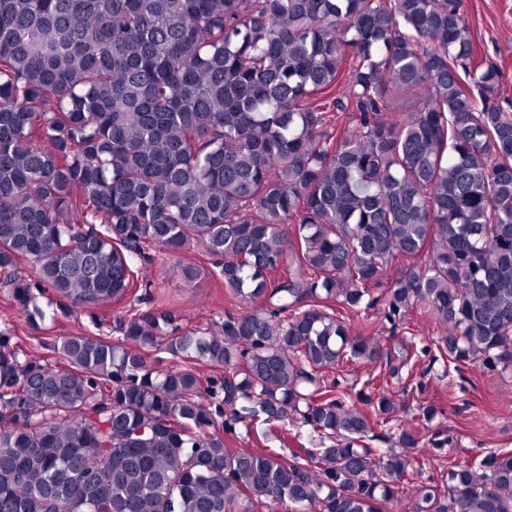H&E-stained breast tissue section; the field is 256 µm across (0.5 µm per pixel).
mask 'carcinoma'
Returning a JSON list of instances; mask_svg holds the SVG:
<instances>
[{
  "mask_svg": "<svg viewBox=\"0 0 512 512\" xmlns=\"http://www.w3.org/2000/svg\"><path fill=\"white\" fill-rule=\"evenodd\" d=\"M500 79L474 60L467 0H0L13 300L105 305L146 251L196 245L232 297L261 302L218 333L148 309L114 341L64 338V367L1 329L0 512H512V451L425 482L406 449L444 454V432L425 434L438 408L394 439L386 390L354 402L325 381L388 352L321 309L380 301L394 324L421 303L451 360L512 362ZM150 351L224 377L158 371ZM239 424L306 427L312 447H225Z\"/></svg>",
  "mask_w": 512,
  "mask_h": 512,
  "instance_id": "carcinoma-1",
  "label": "carcinoma"
}]
</instances>
